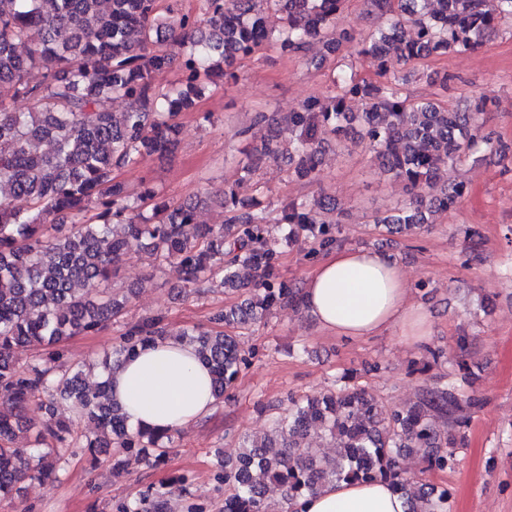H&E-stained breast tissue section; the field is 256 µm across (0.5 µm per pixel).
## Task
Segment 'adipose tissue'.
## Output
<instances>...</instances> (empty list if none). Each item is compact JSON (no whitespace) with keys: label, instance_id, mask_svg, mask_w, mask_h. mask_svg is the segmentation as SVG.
<instances>
[{"label":"adipose tissue","instance_id":"ef3b65f1","mask_svg":"<svg viewBox=\"0 0 512 512\" xmlns=\"http://www.w3.org/2000/svg\"><path fill=\"white\" fill-rule=\"evenodd\" d=\"M303 309L325 331L364 338L391 328L421 336L428 317L410 301L405 276L379 251L334 248L310 274ZM210 374L192 345L168 339L139 351L111 377L112 396L131 426L179 430L214 407ZM299 512H405L388 483L341 482L299 500Z\"/></svg>","mask_w":512,"mask_h":512}]
</instances>
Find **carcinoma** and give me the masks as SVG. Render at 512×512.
I'll return each mask as SVG.
<instances>
[{
	"label": "carcinoma",
	"mask_w": 512,
	"mask_h": 512,
	"mask_svg": "<svg viewBox=\"0 0 512 512\" xmlns=\"http://www.w3.org/2000/svg\"><path fill=\"white\" fill-rule=\"evenodd\" d=\"M201 2L195 11L181 0H0V86L27 103V111L16 112L0 98V502H13L25 483L56 475L75 443L92 454L135 450L148 465L163 464L175 432L131 427L110 398L108 374L137 349L173 335L195 347L219 402L248 364L235 330L276 307H300L299 289L270 280L281 246L294 242L298 230L323 249L341 245L340 220H318L340 208L326 195L286 199L269 219L255 202L261 162L295 156L294 175L310 177L321 154L315 128L338 138L355 125L410 194L398 214L375 216L372 223L411 231L424 224L425 212L446 211L463 196V184L441 185L440 174L465 151L493 144L480 135L485 103L449 108L414 101L405 91L407 76L388 73L387 63L474 50L512 18V0H370L386 25L367 39L340 27L345 0ZM317 39L335 56L371 60L383 81L334 70L330 97L311 96L295 112L256 113L257 123H288L299 135L287 149L266 141L247 156L240 175L221 191L224 224H200L196 203L171 201L146 181L135 193L115 176L145 154L173 155L181 137L178 115L193 110L205 89L235 76L234 67L266 43L299 54ZM177 59L182 79L155 91V75ZM117 99L127 104L120 114L108 106ZM354 101L361 111L350 110ZM273 223L289 233L275 236ZM141 248L174 265L188 289L218 281L224 292L247 288L250 297L214 318L222 331L175 334L157 315L127 325L102 356L78 368L67 365L63 342L96 335L124 314L125 299L109 284ZM19 347L38 355L18 366L13 352ZM96 371L100 381L87 385L83 375ZM58 398L92 419L98 434L80 439L56 420L51 404ZM34 403L46 410L38 422L27 416ZM483 405L453 383L426 387L417 402L392 411L354 386L291 397L264 439L244 438L236 462L217 472L224 512H271L272 483L290 504L330 484L374 479L404 496L408 512H451L448 487L407 471L399 457L422 448L426 471L453 468L462 413ZM310 436L333 443L335 455H313ZM166 505V492L157 489L151 500L121 512H166Z\"/></svg>",
	"instance_id": "obj_1"
}]
</instances>
